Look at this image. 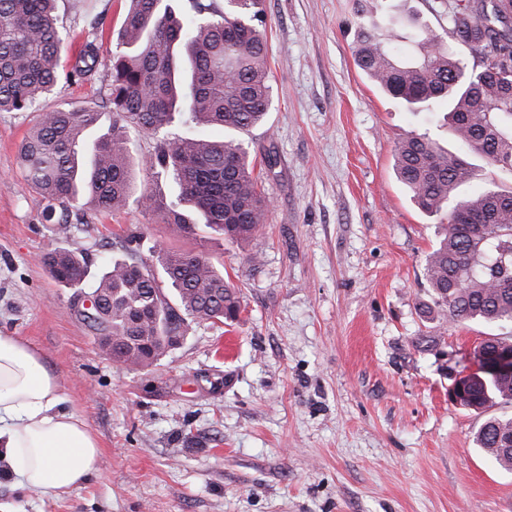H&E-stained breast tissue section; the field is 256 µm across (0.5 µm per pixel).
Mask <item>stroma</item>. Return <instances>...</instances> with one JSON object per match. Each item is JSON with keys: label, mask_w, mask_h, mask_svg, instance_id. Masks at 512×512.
Returning a JSON list of instances; mask_svg holds the SVG:
<instances>
[{"label": "stroma", "mask_w": 512, "mask_h": 512, "mask_svg": "<svg viewBox=\"0 0 512 512\" xmlns=\"http://www.w3.org/2000/svg\"><path fill=\"white\" fill-rule=\"evenodd\" d=\"M360 0H263L272 107L243 137L273 152L267 224L238 245L204 239L129 205L63 238L17 169L36 115L93 105L111 80L59 85L35 109L0 112V331L25 339L58 376L67 405L95 433L99 469L68 497L0 475V512H512V471L480 451L482 416L448 398L475 371L474 351L512 324L455 326L428 301L425 259L439 220L396 178L393 153L416 132L471 163L469 193L511 189L512 173L468 153L444 109L411 112L355 60ZM438 33L448 0H384ZM127 0H57L69 64L99 18L116 42ZM143 234L201 251L240 291L239 323H192L147 367L113 360L74 313L77 288L41 258L65 247L90 274ZM440 335L436 348L420 336Z\"/></svg>", "instance_id": "1"}]
</instances>
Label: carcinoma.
<instances>
[{
  "instance_id": "cac0c4a2",
  "label": "carcinoma",
  "mask_w": 512,
  "mask_h": 512,
  "mask_svg": "<svg viewBox=\"0 0 512 512\" xmlns=\"http://www.w3.org/2000/svg\"><path fill=\"white\" fill-rule=\"evenodd\" d=\"M115 48L87 37L66 72H60L64 38L54 16L56 0H0V112L31 109L60 80L94 77L101 53L112 80L102 104L37 114L19 150L21 173L39 191L46 221L70 237L85 216L117 212L134 203L191 234L232 242L255 236L267 223L271 200L261 189L243 143L194 135L159 141L154 153L134 160L127 129L157 136L185 119L239 133L263 124L271 107L268 40L263 0H128ZM512 0L484 6L448 7V34L476 48L482 68L466 71L454 48L434 30L418 26L412 45L397 49L384 26L358 27L359 67L386 95L411 112L448 106L458 141L492 167L512 172ZM394 170L422 213L447 221L425 262L431 306L452 324L512 323V191L462 194L469 163L425 134L411 133L394 149ZM158 182H171L169 197L137 190L134 167ZM150 261L114 257L90 286L104 301L88 327L110 339L113 359L150 365L199 320L234 322L240 293L202 252L152 245ZM60 283L82 286L85 259L58 247L44 257ZM479 411L512 405V379L478 371L461 378ZM512 415H492L475 433L477 447L512 469Z\"/></svg>"
}]
</instances>
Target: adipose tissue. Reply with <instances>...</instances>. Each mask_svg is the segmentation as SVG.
<instances>
[{
  "label": "adipose tissue",
  "instance_id": "ef3b65f1",
  "mask_svg": "<svg viewBox=\"0 0 512 512\" xmlns=\"http://www.w3.org/2000/svg\"><path fill=\"white\" fill-rule=\"evenodd\" d=\"M100 458L97 437L66 407L41 356L0 333V468L19 485L61 498L97 472Z\"/></svg>",
  "mask_w": 512,
  "mask_h": 512
}]
</instances>
